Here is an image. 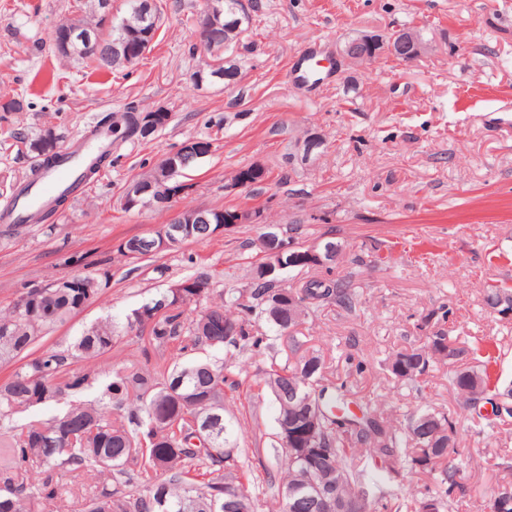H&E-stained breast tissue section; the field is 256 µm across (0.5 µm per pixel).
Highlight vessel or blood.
Here are the masks:
<instances>
[{"mask_svg":"<svg viewBox=\"0 0 512 512\" xmlns=\"http://www.w3.org/2000/svg\"><path fill=\"white\" fill-rule=\"evenodd\" d=\"M315 54H300L296 75L309 85L330 78L331 69H314ZM112 135L104 129H94L65 148L57 163L43 172L29 194L21 196L14 206L0 209V222L12 223L17 219L43 210L55 197L67 192L77 195L82 187L81 177L95 161L100 149L108 147Z\"/></svg>","mask_w":512,"mask_h":512,"instance_id":"b4317fda","label":"vessel or blood"}]
</instances>
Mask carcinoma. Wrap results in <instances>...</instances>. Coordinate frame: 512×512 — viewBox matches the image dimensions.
Wrapping results in <instances>:
<instances>
[{
    "label": "carcinoma",
    "mask_w": 512,
    "mask_h": 512,
    "mask_svg": "<svg viewBox=\"0 0 512 512\" xmlns=\"http://www.w3.org/2000/svg\"><path fill=\"white\" fill-rule=\"evenodd\" d=\"M139 2L130 0L123 28L104 15L64 23L67 47L58 54L97 68L127 64L123 46L133 43V33L158 22L155 8L144 20ZM223 2L222 19L207 30V52L216 62L211 73L230 85L240 80L241 63L224 53L240 44L248 22L239 0ZM349 48L355 56L399 51L387 41L351 40ZM138 109L130 102L103 119L101 126L119 133L112 142L143 139ZM29 149L39 163L19 197L60 153L50 133ZM196 158L195 143L188 141L136 181L151 196L171 166L181 171ZM229 215L226 209H191L173 223L186 221V236L202 241L216 224L229 223ZM291 269L315 274L293 287L284 279ZM183 284L126 316L142 364L114 365L109 380L100 382L99 363L121 339L114 322L106 320L69 346L27 360L0 383V512H259L269 500L278 505L276 512H324L325 498L350 512H455L465 489L460 467L449 459L454 418L424 409L396 424L382 403L355 396L322 355H299L296 347L282 355L280 337L296 338L317 309L334 305L348 317L357 315L354 272L286 261L271 270L265 256L245 284L225 287L220 301L209 305L203 304L212 293L209 278L195 276ZM99 292L97 277L77 274L21 294L0 311V361L23 357ZM487 302L501 313L512 311V289L491 287ZM204 349L222 351L224 358L185 360ZM483 351L481 341L471 349L456 347L446 333L435 331L425 343L393 353L385 370L399 381L416 382L437 360L484 357L480 369L452 374L458 409L465 412L492 392V356ZM257 355L267 356L269 364L248 385L251 398L258 401L268 391L276 406L268 453L277 474L269 476L261 497L252 491L249 449L231 443L233 430L224 419V398L244 384L245 360ZM96 385V401L76 399ZM64 397L72 398L64 413L17 423L18 414ZM406 471L433 476V485L419 497H407ZM65 475L68 486L61 482ZM511 497L506 488L493 492L490 512H512Z\"/></svg>",
    "instance_id": "carcinoma-1"
}]
</instances>
